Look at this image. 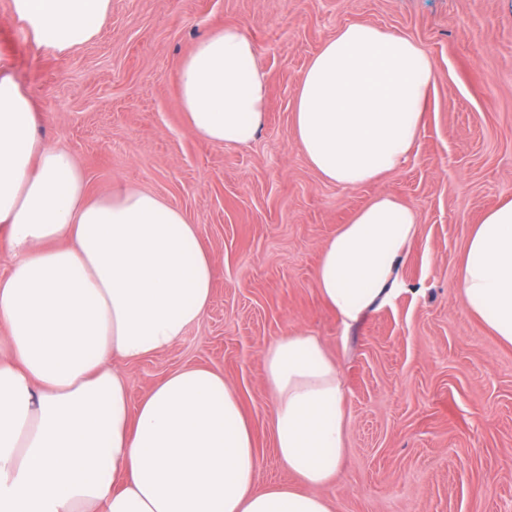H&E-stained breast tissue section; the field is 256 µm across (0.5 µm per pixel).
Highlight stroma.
<instances>
[{"mask_svg":"<svg viewBox=\"0 0 512 512\" xmlns=\"http://www.w3.org/2000/svg\"><path fill=\"white\" fill-rule=\"evenodd\" d=\"M354 22L421 44L436 81L407 161L344 188L310 166L293 108L310 60ZM225 25L254 43L268 89L262 129L238 146L196 136L176 85L196 40ZM0 65L91 195L158 193L213 256L201 321L123 364L131 404L174 369L221 372L252 424L260 485L289 482L262 352L306 328L348 388L346 456L322 490L333 512H512V345L463 310L454 286L472 225L512 200V0H112L99 36L63 54L31 44L0 0ZM381 193L418 211L419 234L397 293L347 327L320 298L315 268L323 243Z\"/></svg>","mask_w":512,"mask_h":512,"instance_id":"1","label":"stroma"}]
</instances>
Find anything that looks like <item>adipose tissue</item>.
Wrapping results in <instances>:
<instances>
[{
	"instance_id": "1",
	"label": "adipose tissue",
	"mask_w": 512,
	"mask_h": 512,
	"mask_svg": "<svg viewBox=\"0 0 512 512\" xmlns=\"http://www.w3.org/2000/svg\"><path fill=\"white\" fill-rule=\"evenodd\" d=\"M112 0H11L34 45L96 38ZM435 79L416 42L366 24L337 31L299 86L295 138L324 180L348 188L395 171ZM191 130L252 140L267 90L233 25L200 39L178 72ZM29 93L0 68V512H331L319 493L346 452V387L321 340L292 329L262 354L271 433L297 479L258 487L260 457L223 374L175 370L131 406L121 361L179 342L212 301L214 261L197 225L136 188L91 197L72 155L37 134ZM417 211L376 196L324 244L314 284L344 325L390 301L419 233ZM463 309L512 345V201L473 225L455 276Z\"/></svg>"
}]
</instances>
